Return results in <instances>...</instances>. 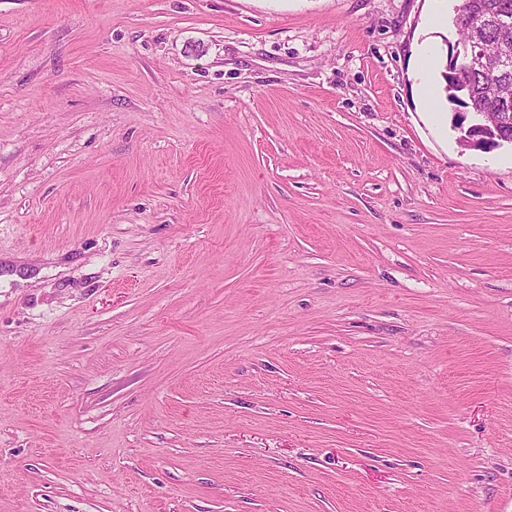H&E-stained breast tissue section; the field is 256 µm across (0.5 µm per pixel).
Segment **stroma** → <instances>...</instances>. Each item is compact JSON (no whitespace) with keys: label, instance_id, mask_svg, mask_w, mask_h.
I'll return each instance as SVG.
<instances>
[{"label":"stroma","instance_id":"35a3bbf8","mask_svg":"<svg viewBox=\"0 0 512 512\" xmlns=\"http://www.w3.org/2000/svg\"><path fill=\"white\" fill-rule=\"evenodd\" d=\"M453 5L0 0V512H512Z\"/></svg>","mask_w":512,"mask_h":512}]
</instances>
